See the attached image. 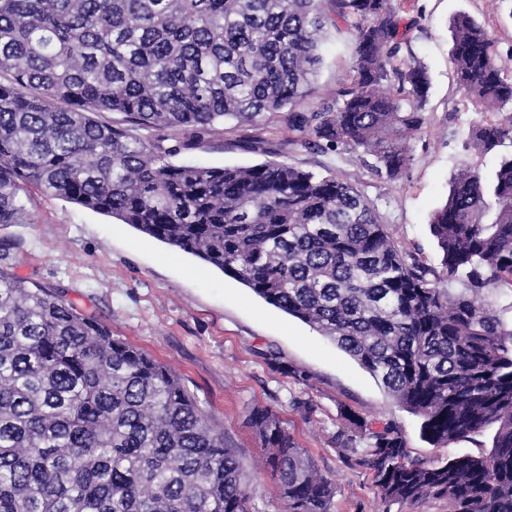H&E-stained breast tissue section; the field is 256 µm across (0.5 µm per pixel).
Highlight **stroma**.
<instances>
[{"instance_id": "stroma-1", "label": "stroma", "mask_w": 512, "mask_h": 512, "mask_svg": "<svg viewBox=\"0 0 512 512\" xmlns=\"http://www.w3.org/2000/svg\"><path fill=\"white\" fill-rule=\"evenodd\" d=\"M414 13L420 22L408 35V49L426 67L430 88L425 125L411 142L412 161L403 176L394 182L379 179L348 151L316 153L298 146L284 159L345 175L374 203L400 245L435 266L440 256L429 219L445 201L453 176L465 164L491 174L512 153L506 146L488 153L466 146L481 116L456 83L450 22L465 13L484 23L500 57L512 67V0H414ZM323 52L325 62L314 80L320 96L347 81L354 41L326 26ZM249 135L245 126L217 131L179 160L217 167L258 164L269 160L288 130L272 117L261 132L262 147L248 148ZM33 199L28 223L0 225V243L20 251L15 274L55 289L107 324L113 336L179 374L254 472V512H283L275 480L261 467L262 442L247 422L257 407L276 413L333 480L331 512H448L447 503L437 500L383 507L370 471L342 451L340 433L348 413L397 426L414 457L489 453V429L448 448H433L421 435L420 418L395 404L355 360L233 277L110 216L39 192Z\"/></svg>"}]
</instances>
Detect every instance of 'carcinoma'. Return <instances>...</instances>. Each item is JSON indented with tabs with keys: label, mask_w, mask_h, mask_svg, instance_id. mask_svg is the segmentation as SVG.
<instances>
[{
	"label": "carcinoma",
	"mask_w": 512,
	"mask_h": 512,
	"mask_svg": "<svg viewBox=\"0 0 512 512\" xmlns=\"http://www.w3.org/2000/svg\"><path fill=\"white\" fill-rule=\"evenodd\" d=\"M334 2L353 76L316 101L319 0H0V224L28 221L33 187L234 277L336 343L433 447L495 428L487 455L419 459L393 425L346 415L383 503L512 512V326L485 298L512 293V154L489 180L454 178L430 224L437 267L331 172L173 162L269 114L299 135L281 152L360 151L401 178L430 87L400 56L419 19L405 0ZM451 33L457 84L486 115L470 145L487 153L512 142V77L486 26L462 13ZM13 260L0 249V512H252L238 449L181 377ZM248 424L285 512H330L332 479L279 417L257 408Z\"/></svg>",
	"instance_id": "cac0c4a2"
}]
</instances>
